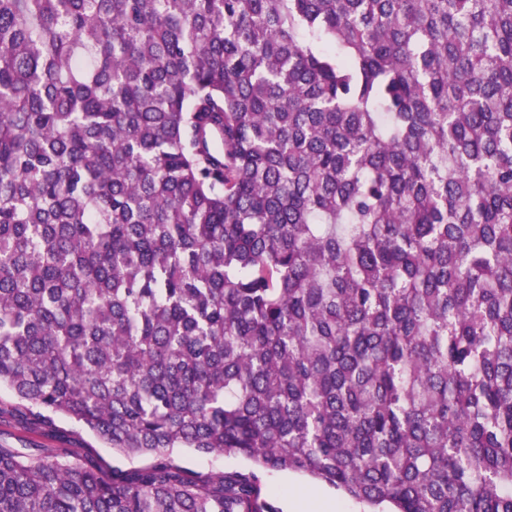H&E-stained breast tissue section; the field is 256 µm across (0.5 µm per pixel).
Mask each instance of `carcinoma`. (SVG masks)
Wrapping results in <instances>:
<instances>
[{"mask_svg": "<svg viewBox=\"0 0 512 512\" xmlns=\"http://www.w3.org/2000/svg\"><path fill=\"white\" fill-rule=\"evenodd\" d=\"M0 385L144 460L0 512H512V0H0ZM173 457L189 472L199 474L247 471L251 466V462L241 456L205 455L189 448L176 449ZM295 488L307 491L321 490L329 494L335 502L333 512H362L363 510V505L351 497L311 477L280 471H268L263 476V490L281 512H284L282 498L288 494L289 489L292 491Z\"/></svg>", "mask_w": 512, "mask_h": 512, "instance_id": "obj_1", "label": "carcinoma"}]
</instances>
